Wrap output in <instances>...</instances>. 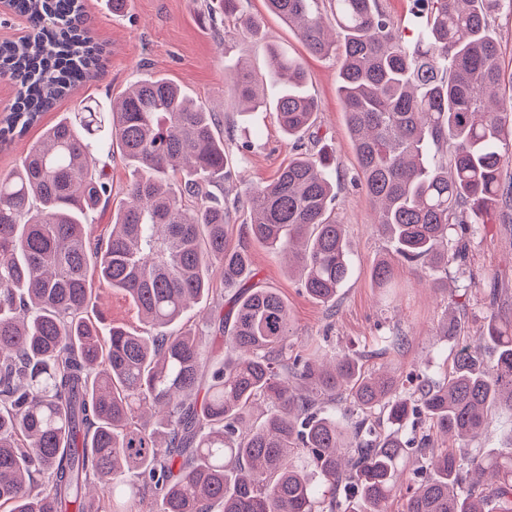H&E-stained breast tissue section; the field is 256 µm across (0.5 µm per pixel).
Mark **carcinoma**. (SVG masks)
Instances as JSON below:
<instances>
[{"label": "carcinoma", "instance_id": "1", "mask_svg": "<svg viewBox=\"0 0 512 512\" xmlns=\"http://www.w3.org/2000/svg\"><path fill=\"white\" fill-rule=\"evenodd\" d=\"M30 33L0 44L17 85L0 114L12 141L101 63L81 0H13ZM244 0L211 18L255 37ZM326 56L342 38L339 94L361 178L394 257L426 274L461 257L493 212L512 223V101L490 14L512 0H414L425 21L405 40L379 0H266ZM273 107L293 138L314 124L296 60L270 48ZM245 112L267 105L249 71L232 77ZM132 170L112 223L96 155ZM232 159L215 113L162 77L47 126L0 175V507L6 512H512V440L485 455L495 406L512 414V321L490 314L458 340L452 372L410 390L344 353H293L288 305L251 276L249 243L288 254V273L329 305L350 275L332 217V149L297 153L245 193V240L230 246L216 190ZM241 291L196 330L191 303L210 270ZM129 299L144 329L89 315L94 282ZM224 361L205 371L212 349ZM342 408L336 414V408ZM418 467L403 478L408 458Z\"/></svg>", "mask_w": 512, "mask_h": 512}]
</instances>
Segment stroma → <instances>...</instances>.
<instances>
[{
  "instance_id": "obj_1",
  "label": "stroma",
  "mask_w": 512,
  "mask_h": 512,
  "mask_svg": "<svg viewBox=\"0 0 512 512\" xmlns=\"http://www.w3.org/2000/svg\"><path fill=\"white\" fill-rule=\"evenodd\" d=\"M206 0H132L121 15L106 0H84L85 25L104 49L95 78L47 112L39 126L0 146V175L12 170L38 139L43 127L84 105L119 98L143 74L179 83L191 97L211 106L218 133L235 160L223 186L229 204L226 226L230 244H238L249 216L236 199L246 186L272 180L292 153L272 108L239 113L232 106L231 77L235 67L252 72L259 90H269V48H276L303 67L306 90L317 101L314 130L302 149L321 142L333 150L336 164L337 223L343 224L351 273L339 288L336 302L324 306L310 299L298 278L289 275L284 259L272 248L251 243L252 269L261 285L276 289L288 305L296 352H355L363 368H384L408 382L420 372L439 376L457 339L441 335L446 318L461 321L466 335H478L484 324V289L502 290L496 313L512 321V227L481 225L468 245L464 261L451 264L441 284L431 287L420 270L403 261L393 264L391 287L371 277L374 264L393 253L392 243L378 230L373 208L359 177L355 149L346 126L337 88L340 53L311 55L293 28L272 13L265 0H246L244 12L260 24L258 38L242 34L235 21L211 26L204 17ZM389 336L406 337L404 346L386 344Z\"/></svg>"
}]
</instances>
